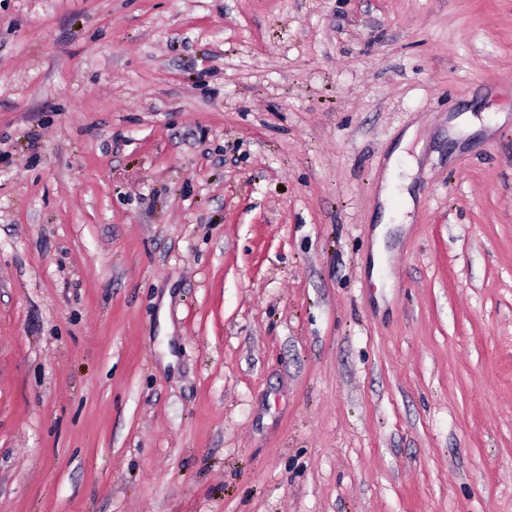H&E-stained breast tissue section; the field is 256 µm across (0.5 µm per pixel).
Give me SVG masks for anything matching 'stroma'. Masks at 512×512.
Returning <instances> with one entry per match:
<instances>
[{"label": "stroma", "mask_w": 512, "mask_h": 512, "mask_svg": "<svg viewBox=\"0 0 512 512\" xmlns=\"http://www.w3.org/2000/svg\"><path fill=\"white\" fill-rule=\"evenodd\" d=\"M0 512H512V0H0ZM397 163L393 162L391 164V167L389 169V173L387 175V178L383 184V190L381 193V198L384 203V212H383V218L380 226L377 228V235L378 239L381 240L382 235L385 231V225L387 224H400V223H392V218L394 217V211L391 208V200L392 198L397 195L401 199L402 208L404 211L412 210L413 208V200L408 192L407 189L403 188L400 189L398 186L400 185V182H398L394 178V174L397 170Z\"/></svg>", "instance_id": "1"}]
</instances>
